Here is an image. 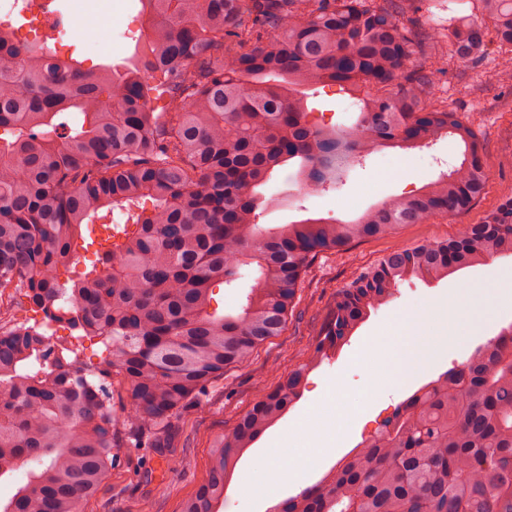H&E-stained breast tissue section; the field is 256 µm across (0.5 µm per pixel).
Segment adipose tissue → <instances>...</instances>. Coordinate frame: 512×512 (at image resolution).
<instances>
[{
  "label": "adipose tissue",
  "mask_w": 512,
  "mask_h": 512,
  "mask_svg": "<svg viewBox=\"0 0 512 512\" xmlns=\"http://www.w3.org/2000/svg\"><path fill=\"white\" fill-rule=\"evenodd\" d=\"M501 291L500 284L490 283L482 287H468L466 295L478 299L477 309L463 313L458 305L452 304L431 312V319L442 322V334L432 348H423L409 330L408 315L397 314L390 321L382 335L373 337L356 357L357 366L362 369L369 384L380 391L389 393L401 389L407 379L410 366L417 358H431L434 352L443 350L449 341L458 339L467 325L492 319L495 315L496 300ZM341 422L336 414L333 401L318 399L311 406L308 421L287 430L278 440L276 447L255 463L247 479L241 485L242 495L251 499H268L278 488L296 481L303 469L302 464L292 460L290 450L303 446L306 454L322 455L332 446V436Z\"/></svg>",
  "instance_id": "obj_1"
}]
</instances>
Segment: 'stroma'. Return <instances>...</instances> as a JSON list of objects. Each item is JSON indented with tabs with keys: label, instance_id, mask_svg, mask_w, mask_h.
I'll return each mask as SVG.
<instances>
[{
	"label": "stroma",
	"instance_id": "obj_1",
	"mask_svg": "<svg viewBox=\"0 0 512 512\" xmlns=\"http://www.w3.org/2000/svg\"><path fill=\"white\" fill-rule=\"evenodd\" d=\"M82 5L90 12L94 24L99 22L103 10H111L112 22L105 30V39L114 50L109 55H97L88 43L71 39L67 40V47L74 49L89 67L123 64L135 50L134 33L141 30V0H82ZM403 8L405 18L413 21L424 39L432 37L448 18L466 17L476 11L474 0H405ZM499 58L498 47H490L481 68L455 65L439 81L441 96L447 97L459 117L471 123L483 141L492 174L484 197L470 209L451 213L435 223L406 224L389 235L355 242L344 254L323 253L315 257L297 290L281 334L259 347L244 365L226 370L204 393L199 405L187 407L173 420L166 456H159L150 448L128 449L97 492L84 502L82 512H182L184 502L207 476L215 440L232 431L260 388L273 384L294 367L311 344L314 328L326 318L339 288L392 249L426 239L448 238L457 225L478 223L501 201L512 198V86L494 89L485 80L486 70L496 66ZM306 95L315 123L350 125L355 107L348 94L336 86L318 84L307 87ZM457 157L458 143L448 136L412 150H377L351 168L341 189L315 193L300 191L295 168L287 167L266 188L267 193L282 197L284 204L265 212L261 221L288 224L307 217L350 220L354 217V212L347 208L350 201H357L364 210L393 196L414 194L437 178L442 164ZM498 280L512 281L511 256L488 260L440 280L413 277L399 284L394 297L371 312L358 327L349 345L310 373L301 400L244 454L220 512H270L269 504H251L240 498L238 487L252 463L283 430L294 426L308 412L318 396L337 392L339 412L352 417L351 441L310 463L302 481L276 491L277 499H287L304 485L319 480L400 403V396L372 392L363 374L350 362L355 346L379 335L401 311L415 320V333L420 341L431 343L438 331L427 318L426 306L446 302L463 285ZM511 324L512 293H506L499 300L495 319L477 323L431 362H417L406 392H413L463 362L475 346Z\"/></svg>",
	"mask_w": 512,
	"mask_h": 512
}]
</instances>
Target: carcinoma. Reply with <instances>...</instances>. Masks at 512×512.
Returning a JSON list of instances; mask_svg holds the SVG:
<instances>
[{
	"label": "carcinoma",
	"instance_id": "cac0c4a2",
	"mask_svg": "<svg viewBox=\"0 0 512 512\" xmlns=\"http://www.w3.org/2000/svg\"><path fill=\"white\" fill-rule=\"evenodd\" d=\"M476 2L479 15L453 26L448 43L427 46L398 17L399 0H141L144 33L120 69H89L0 31V288L16 293L13 326L0 332V477L34 464L0 512H81L131 437L163 452L172 420L283 331L316 255L484 196L481 137L436 82L450 64H481L490 43L502 55L488 83L512 80V0ZM142 71L160 74V86ZM323 83L359 105L346 132L309 119L300 89ZM160 88L169 101L158 112L150 92ZM448 133L463 158L413 195L349 221L258 224L282 204L262 187L283 166L298 164L305 188L328 191L379 147ZM95 243L101 266L61 280ZM509 255L512 198L451 238L398 247L362 269L302 359L213 445L208 478L182 512H218L244 453L400 282ZM248 273L238 309L211 307L215 285L235 288ZM34 313L99 338L97 365L53 349ZM274 512H512V325Z\"/></svg>",
	"mask_w": 512,
	"mask_h": 512
}]
</instances>
